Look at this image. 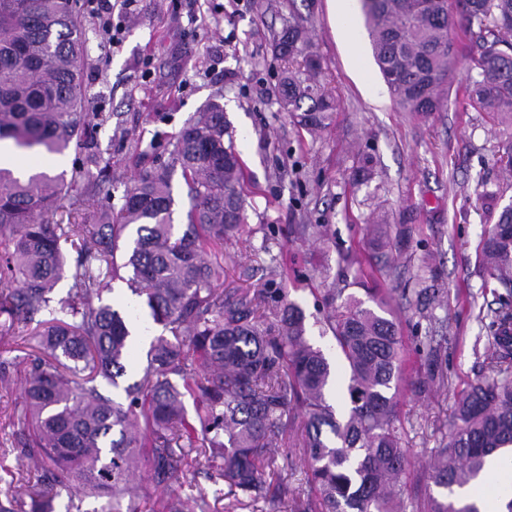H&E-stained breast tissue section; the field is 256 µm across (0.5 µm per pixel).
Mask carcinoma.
<instances>
[{
    "instance_id": "obj_1",
    "label": "carcinoma",
    "mask_w": 512,
    "mask_h": 512,
    "mask_svg": "<svg viewBox=\"0 0 512 512\" xmlns=\"http://www.w3.org/2000/svg\"><path fill=\"white\" fill-rule=\"evenodd\" d=\"M376 64L394 101L406 112H438L447 103L441 86L454 69L456 25L469 34L475 74L463 87L464 103L512 122V0H361ZM284 62L276 104L308 130L322 129L337 110L322 82L323 67L306 26L297 21L273 37ZM86 37L77 0H0V141L20 149L42 147L61 155L85 153L71 174L24 182L0 167V339L25 333L34 349L25 362L21 405L11 417L12 448L27 475L25 502L5 495L0 512H214L203 490L173 489L195 481L198 457L209 477L224 482L227 512L259 500L276 512H402L409 476L401 448L395 379L404 345L399 324L350 296L335 306L325 299L323 325L348 371L345 405L331 403L333 370L324 352L306 340L301 307L284 288L253 295L226 294L224 240L245 221L243 169L229 137L224 107L212 102L188 119L171 143V163L141 171L118 213L99 209L96 224H74L86 206L71 197L69 222L56 218L65 185L91 177L101 155L93 148L107 120L85 110L82 66ZM181 170L192 207L182 232L172 224V176ZM78 235L79 254L65 268L61 242ZM489 276L512 293V205L503 207L485 235ZM127 269L128 288L146 297L163 334L151 341L139 382L125 399H108L102 382L118 386L131 346L124 319L92 298ZM72 284L54 302L59 279ZM495 350L480 377L456 398L453 424L434 450L424 478L439 489L424 512H478L454 491L476 481L487 457L512 446V309L494 312ZM420 390L443 378L432 342ZM177 376L180 382L171 377ZM195 405L190 418L185 400ZM302 418L300 453L305 485L270 482L286 457V422ZM162 494L154 501L134 492L138 470Z\"/></svg>"
}]
</instances>
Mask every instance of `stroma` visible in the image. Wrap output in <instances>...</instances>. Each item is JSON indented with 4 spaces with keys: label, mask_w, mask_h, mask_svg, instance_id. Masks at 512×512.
Returning a JSON list of instances; mask_svg holds the SVG:
<instances>
[{
    "label": "stroma",
    "mask_w": 512,
    "mask_h": 512,
    "mask_svg": "<svg viewBox=\"0 0 512 512\" xmlns=\"http://www.w3.org/2000/svg\"><path fill=\"white\" fill-rule=\"evenodd\" d=\"M137 0L124 14L122 42L112 47L82 5L87 38L83 81L88 111L106 115L96 139L110 163L113 209L139 170L170 161V143L208 102L219 101L231 123L245 172V223L224 245V288L275 281L271 258L286 259L283 286L306 314V337L333 345L319 320L328 289L367 299L381 289L405 340L399 403L401 446L411 464L405 512L426 494L423 465L450 427L457 394L475 381L494 348L485 326L512 294L485 271L482 241L512 203V169L501 159L512 124L448 102L439 112L399 109L374 61L361 0L340 16L333 0ZM308 20L329 89L339 108L318 131L279 111L280 66L274 33L292 17ZM373 178L357 183L362 163ZM385 215L387 258L355 276L344 260L370 253L366 227ZM439 290L426 304L420 284ZM103 303L137 318L126 373L108 396L137 380L152 337L161 332L143 298L111 281ZM437 345L443 384L424 393L414 370L426 360L424 337Z\"/></svg>",
    "instance_id": "1"
}]
</instances>
